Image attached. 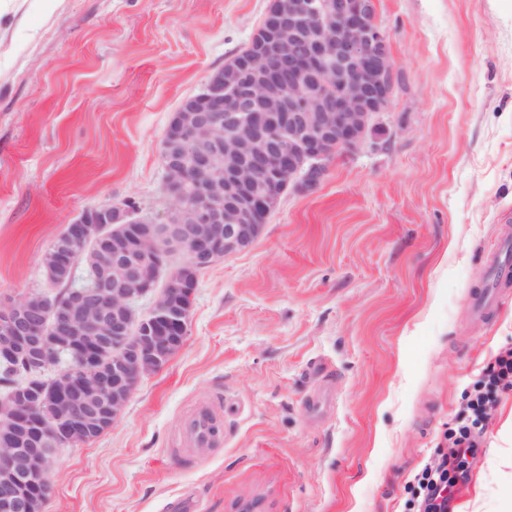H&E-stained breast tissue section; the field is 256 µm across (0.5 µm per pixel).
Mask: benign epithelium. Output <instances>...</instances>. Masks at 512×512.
I'll list each match as a JSON object with an SVG mask.
<instances>
[{"instance_id": "1", "label": "benign epithelium", "mask_w": 512, "mask_h": 512, "mask_svg": "<svg viewBox=\"0 0 512 512\" xmlns=\"http://www.w3.org/2000/svg\"><path fill=\"white\" fill-rule=\"evenodd\" d=\"M282 2L267 38L211 73L165 132L167 195L179 198L191 183L198 203L171 208L163 222L126 203L82 211L54 246L46 277L71 281L82 241L102 277L71 289L63 305H0V362L45 372L58 353L68 359L50 385L31 382L0 399V512H42L57 452L47 444L110 429L140 380L183 345L189 313L178 301L161 295L151 310L177 318L162 335L134 308L158 288L168 251L189 243L183 266L201 268L248 249L283 194L317 189L328 163L357 148L386 110L394 63L376 0Z\"/></svg>"}]
</instances>
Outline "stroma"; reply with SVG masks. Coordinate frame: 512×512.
Segmentation results:
<instances>
[{"label": "stroma", "instance_id": "1", "mask_svg": "<svg viewBox=\"0 0 512 512\" xmlns=\"http://www.w3.org/2000/svg\"><path fill=\"white\" fill-rule=\"evenodd\" d=\"M272 0L0 5V300L50 287L83 210L163 215L181 100L244 49ZM396 80L365 144L286 192L247 250L201 271L183 346L112 428L58 449L45 512H404L463 391L512 345V287L470 299L512 228V11L376 0ZM210 404L211 448L182 447ZM512 498L500 395L454 512Z\"/></svg>", "mask_w": 512, "mask_h": 512}]
</instances>
